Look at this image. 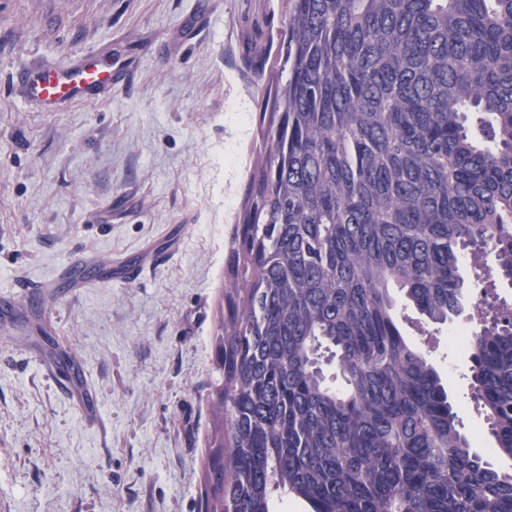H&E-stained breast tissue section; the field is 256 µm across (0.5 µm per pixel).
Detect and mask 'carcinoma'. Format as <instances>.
<instances>
[{
	"label": "carcinoma",
	"instance_id": "1",
	"mask_svg": "<svg viewBox=\"0 0 512 512\" xmlns=\"http://www.w3.org/2000/svg\"><path fill=\"white\" fill-rule=\"evenodd\" d=\"M260 158L214 336L205 512H512L390 293L462 310L464 253L512 284V0H282ZM512 459V321L470 350Z\"/></svg>",
	"mask_w": 512,
	"mask_h": 512
}]
</instances>
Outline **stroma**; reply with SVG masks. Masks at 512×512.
I'll use <instances>...</instances> for the list:
<instances>
[{"label": "stroma", "mask_w": 512, "mask_h": 512, "mask_svg": "<svg viewBox=\"0 0 512 512\" xmlns=\"http://www.w3.org/2000/svg\"><path fill=\"white\" fill-rule=\"evenodd\" d=\"M283 20L281 0H0V294L56 282L0 315V512H199L224 266L258 157L245 63ZM91 51L119 72L111 97L44 112L17 82ZM79 257L75 289L57 274ZM107 260L144 270L106 282ZM398 327L486 453L469 353L449 326ZM61 346L102 430L43 368Z\"/></svg>", "instance_id": "35a3bbf8"}]
</instances>
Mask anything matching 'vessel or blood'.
Segmentation results:
<instances>
[{
	"label": "vessel or blood",
	"instance_id": "b4317fda",
	"mask_svg": "<svg viewBox=\"0 0 512 512\" xmlns=\"http://www.w3.org/2000/svg\"><path fill=\"white\" fill-rule=\"evenodd\" d=\"M26 95L44 111L78 102H94L112 92L115 75L111 62L93 55L81 56L62 69L44 64L22 72L18 77ZM73 406L88 425H97L101 414L84 379L66 386Z\"/></svg>",
	"mask_w": 512,
	"mask_h": 512
}]
</instances>
